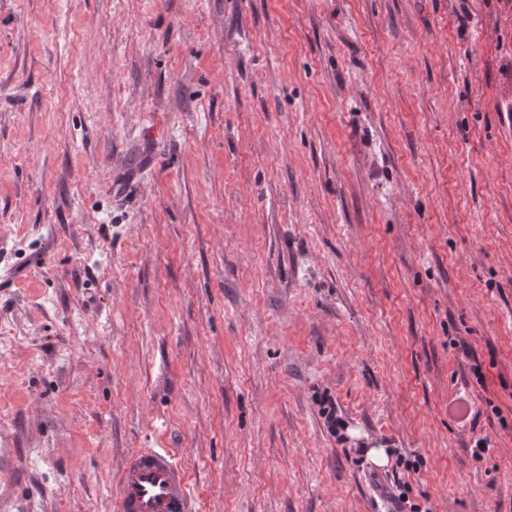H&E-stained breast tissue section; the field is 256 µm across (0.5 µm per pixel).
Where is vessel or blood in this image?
<instances>
[{
	"label": "vessel or blood",
	"instance_id": "1",
	"mask_svg": "<svg viewBox=\"0 0 512 512\" xmlns=\"http://www.w3.org/2000/svg\"><path fill=\"white\" fill-rule=\"evenodd\" d=\"M118 487L117 512H201L186 468L166 448L129 453Z\"/></svg>",
	"mask_w": 512,
	"mask_h": 512
}]
</instances>
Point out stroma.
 <instances>
[{
	"label": "stroma",
	"mask_w": 512,
	"mask_h": 512,
	"mask_svg": "<svg viewBox=\"0 0 512 512\" xmlns=\"http://www.w3.org/2000/svg\"><path fill=\"white\" fill-rule=\"evenodd\" d=\"M325 395L512 512V0H0V512H388ZM118 512H201L186 468L167 448L138 449L122 462Z\"/></svg>",
	"instance_id": "obj_1"
}]
</instances>
